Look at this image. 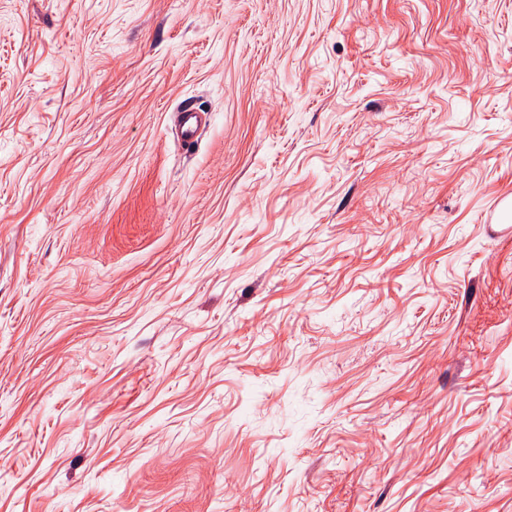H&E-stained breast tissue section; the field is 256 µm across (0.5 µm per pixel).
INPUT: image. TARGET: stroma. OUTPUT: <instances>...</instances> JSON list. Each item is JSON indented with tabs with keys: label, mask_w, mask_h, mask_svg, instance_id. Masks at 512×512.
<instances>
[{
	"label": "stroma",
	"mask_w": 512,
	"mask_h": 512,
	"mask_svg": "<svg viewBox=\"0 0 512 512\" xmlns=\"http://www.w3.org/2000/svg\"><path fill=\"white\" fill-rule=\"evenodd\" d=\"M508 197L512 0H0V512H512ZM177 120L179 141L190 145L200 136L206 117L195 108L185 106L178 113Z\"/></svg>",
	"instance_id": "stroma-1"
}]
</instances>
